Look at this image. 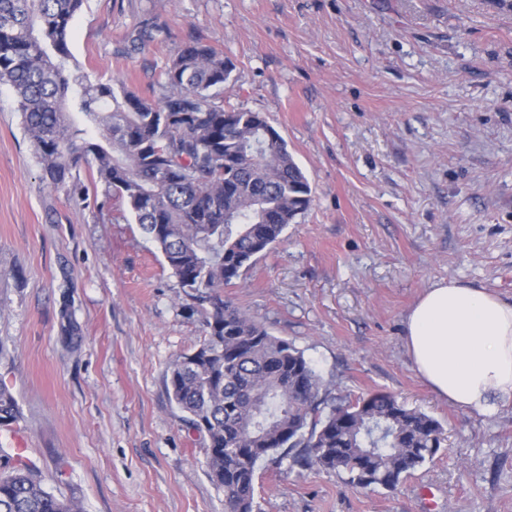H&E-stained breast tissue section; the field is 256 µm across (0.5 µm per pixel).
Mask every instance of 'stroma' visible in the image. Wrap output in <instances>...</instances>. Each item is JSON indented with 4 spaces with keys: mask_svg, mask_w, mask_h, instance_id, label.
Masks as SVG:
<instances>
[{
    "mask_svg": "<svg viewBox=\"0 0 512 512\" xmlns=\"http://www.w3.org/2000/svg\"><path fill=\"white\" fill-rule=\"evenodd\" d=\"M157 28L131 49L133 29ZM199 37L234 69L312 190L307 212L226 290L312 361L331 396L375 392L447 442L396 488L260 461L259 512H512V402L463 413L417 375L403 322L432 283L512 303V7L505 0H84L74 71L159 99ZM161 253L119 211L48 187L0 86V426L44 488L83 512H224L206 437L171 400V363L206 335Z\"/></svg>",
    "mask_w": 512,
    "mask_h": 512,
    "instance_id": "stroma-1",
    "label": "stroma"
}]
</instances>
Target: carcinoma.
I'll return each instance as SVG.
<instances>
[{
  "label": "carcinoma",
  "mask_w": 512,
  "mask_h": 512,
  "mask_svg": "<svg viewBox=\"0 0 512 512\" xmlns=\"http://www.w3.org/2000/svg\"><path fill=\"white\" fill-rule=\"evenodd\" d=\"M82 3L0 0V85L14 93L42 181L72 186L97 212L125 207L183 294L211 308L203 341L170 367L168 390L192 428L207 425V475L224 492V512H254L257 463L285 449L297 463L346 473L349 485L396 487L441 448L439 421L384 393L323 412L328 390L303 351L224 295L311 205L287 142L260 113L224 106L233 63L199 39L161 72L166 93L156 101L70 71ZM81 163L102 195H88L73 174ZM17 418L0 384V425ZM0 512L80 509L7 457Z\"/></svg>",
  "instance_id": "cac0c4a2"
}]
</instances>
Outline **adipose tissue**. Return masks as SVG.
<instances>
[{
    "label": "adipose tissue",
    "instance_id": "obj_1",
    "mask_svg": "<svg viewBox=\"0 0 512 512\" xmlns=\"http://www.w3.org/2000/svg\"><path fill=\"white\" fill-rule=\"evenodd\" d=\"M405 348L433 392L464 412L512 401V304L455 280L432 283L405 318Z\"/></svg>",
    "mask_w": 512,
    "mask_h": 512
}]
</instances>
